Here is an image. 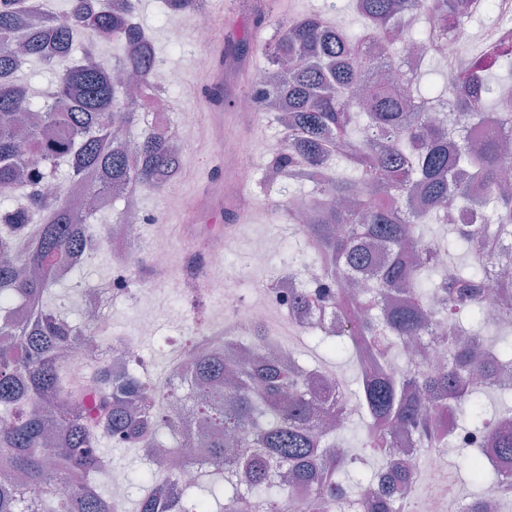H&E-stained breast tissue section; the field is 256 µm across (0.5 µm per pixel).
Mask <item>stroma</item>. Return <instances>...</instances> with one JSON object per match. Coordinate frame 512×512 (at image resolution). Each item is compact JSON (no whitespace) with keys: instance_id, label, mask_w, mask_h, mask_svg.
I'll list each match as a JSON object with an SVG mask.
<instances>
[{"instance_id":"stroma-1","label":"stroma","mask_w":512,"mask_h":512,"mask_svg":"<svg viewBox=\"0 0 512 512\" xmlns=\"http://www.w3.org/2000/svg\"><path fill=\"white\" fill-rule=\"evenodd\" d=\"M206 11L222 22L224 32L222 38L201 47L192 38L194 14L171 13L165 0H135V19L150 38L158 59L151 82L166 88L169 97L168 110L163 116L144 112L140 122L129 128L128 137L138 140L148 127L159 121L174 131L184 149L178 175L162 188L140 189L137 205L146 218L168 224L173 243L160 261L168 276L181 281L183 291L174 296L157 284L145 290L114 294L105 301L106 334L136 337L147 357L145 376L158 383L163 380L174 351L195 335L199 322L217 327L235 312L260 306L268 311L272 332L281 336L287 348L293 349L303 366L322 368L338 377L348 392H356L354 363L325 360L315 341L300 335L285 322L281 308L268 291L269 285L289 266L319 261L318 255L284 216L288 196L309 197L311 188L295 184L284 193L279 183L269 181V166L284 141L272 115L248 114L229 107L221 112L213 111L203 86L210 79L205 58L218 52L225 61L235 64L233 70L224 74L225 96H242L246 85L266 63L263 46L275 37L278 21L288 17L320 13L349 33L359 31L361 23L349 8L348 0H206ZM174 24L186 34L179 45L173 44L168 35L169 27ZM187 111L223 126L225 134L248 141L245 161L254 172L253 180L242 188L251 211L248 219H239L237 207L229 200L218 223L204 229L197 223L195 211L203 192L215 182L230 177L235 165L223 155L217 139L206 137L200 126L183 123L182 115ZM228 224L234 227L235 255L222 266L202 268L200 253L205 233L223 232ZM274 234L283 240L281 250L268 255L262 264L252 263V255L263 251ZM117 262L105 244H98L91 260L76 273L73 281L51 285L50 291L56 296L61 313L69 320L79 321L84 290L101 289L110 283ZM227 283L237 289V300L232 304L221 300L220 290ZM146 306L156 311V327L141 332L137 329V314ZM101 451L111 472L98 476L96 486L103 491L115 484L121 486L120 512H135L142 495L135 476L151 469L150 460L136 449L107 440L102 441Z\"/></svg>"}]
</instances>
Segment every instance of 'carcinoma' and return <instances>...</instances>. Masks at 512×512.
I'll return each instance as SVG.
<instances>
[{
    "label": "carcinoma",
    "mask_w": 512,
    "mask_h": 512,
    "mask_svg": "<svg viewBox=\"0 0 512 512\" xmlns=\"http://www.w3.org/2000/svg\"><path fill=\"white\" fill-rule=\"evenodd\" d=\"M175 12L200 13L205 0H167ZM363 31L351 36L319 13L279 24L263 49L266 65L245 92L257 102L272 100L286 126L284 150L270 178L308 183L317 194L309 204L311 222L298 225L320 257V274L288 306L315 313L333 307L351 315L394 303L373 316L348 320L330 336L314 329L330 357L356 362L357 409L364 418L363 448L381 460L368 477L349 466L357 457L340 447L347 430H319L337 409L351 415L343 385L323 394L312 387L313 370L297 361L253 355L224 359L219 350L186 346L194 364L192 415L204 433L197 447L213 463L243 467L244 483L224 480V512H241L246 500L259 512H289L288 482L309 486L304 512H402L397 489L408 473L387 469L402 427L420 448H440L445 438L465 434L497 448L512 464L511 414H491L482 394L491 375L512 368V345L497 347L461 323L469 314L502 333L512 332V302H497L487 287L488 265L477 254L495 257L512 240V190L500 185L502 156L489 133L477 144L470 124L512 125V95L490 78L494 70L512 75V46L486 45L478 57L451 53V36L467 20L457 0H351ZM133 0H68L62 15L42 14L30 0H0V253L26 238L13 262L0 261V299L32 308L30 322L10 327L0 343V464L7 471L0 488V512H118L110 495L85 478L100 473L107 437L130 448L152 447L160 428L176 426L170 405L176 392L160 395L138 380H112L101 370L102 387L75 382L66 353L78 337L48 302V286L77 254L94 249L91 215H81L61 191L23 194L30 182L59 185L66 165L70 183L100 193L139 187L160 188L182 165L174 134L157 123L133 149L114 131L132 126L145 98L167 94L148 81L157 66L154 47L134 21ZM96 40L74 50L75 37ZM383 44L385 65L397 68L414 47L421 63L441 59L448 67V98L459 115L435 122L425 102L443 92L421 89L422 76L399 88L384 80L361 86L376 68L364 49L368 36ZM121 43L122 55L105 66L98 46ZM59 68L54 88L37 101L16 79L31 59ZM344 161L358 171L352 180L330 174ZM448 225V238L430 240L420 225ZM372 285L356 296L342 284L361 272ZM441 326L448 363H426L392 371L404 342ZM459 466L483 491L472 501L492 498V512H509L512 494L499 491L498 472L467 456ZM137 512H213L209 497L186 502L176 483L157 486L150 470ZM69 485L58 496L55 487Z\"/></svg>",
    "instance_id": "carcinoma-1"
}]
</instances>
